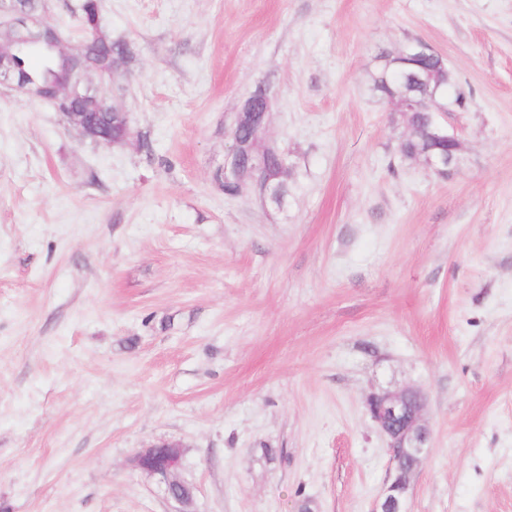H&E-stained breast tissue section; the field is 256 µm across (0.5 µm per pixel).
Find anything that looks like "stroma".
Wrapping results in <instances>:
<instances>
[{
	"label": "stroma",
	"instance_id": "stroma-1",
	"mask_svg": "<svg viewBox=\"0 0 512 512\" xmlns=\"http://www.w3.org/2000/svg\"><path fill=\"white\" fill-rule=\"evenodd\" d=\"M100 7L130 142L0 88V512H182L135 465L160 441L191 512H374L366 400L411 388L408 512H512V0ZM417 43L452 75L444 176L370 85ZM260 86L281 208L214 178ZM440 131L443 134L442 138L448 143V151L437 158H428V166L434 171L448 170V167L457 161L462 148L460 139L454 133H450L447 126L440 124Z\"/></svg>",
	"mask_w": 512,
	"mask_h": 512
}]
</instances>
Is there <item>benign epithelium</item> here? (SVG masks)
I'll list each match as a JSON object with an SVG mask.
<instances>
[{
	"mask_svg": "<svg viewBox=\"0 0 512 512\" xmlns=\"http://www.w3.org/2000/svg\"><path fill=\"white\" fill-rule=\"evenodd\" d=\"M15 2L0 0V20L8 25L9 34L18 46L35 45L44 19L19 9L14 6ZM117 74L118 71L112 68L99 72L95 86L88 76H81L65 91L64 98L80 101L93 94L106 102L112 79ZM0 85L16 90L25 87L24 77L10 54H0ZM271 109V94L264 87L257 88L243 100L226 134L224 164L218 168L215 177L224 187L235 184L239 186V193L256 192L264 202L275 205L279 197V186L275 183L278 174L269 165L267 147L259 144V135L268 124ZM64 121L83 140L112 144L111 139L101 135L98 122L85 112H66ZM440 131L448 143V151L428 159V166L434 171L446 170L453 165L462 148L460 139L449 132L448 127L442 125ZM367 404L372 420L388 440V448L399 471L374 512H405V495L413 473L406 468L405 462L414 453L424 456L429 449L430 431L422 421L424 397L411 389L387 391L371 394ZM135 462L140 470L159 477L166 484L165 492L169 496L175 494L177 485L182 483L178 473L181 453L177 443L144 448L136 454Z\"/></svg>",
	"mask_w": 512,
	"mask_h": 512,
	"instance_id": "obj_1",
	"label": "benign epithelium"
}]
</instances>
